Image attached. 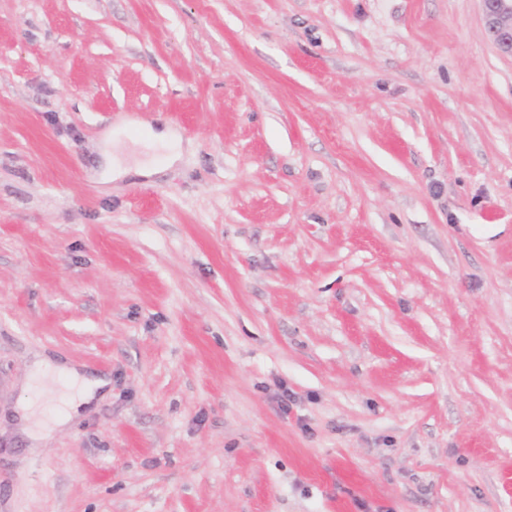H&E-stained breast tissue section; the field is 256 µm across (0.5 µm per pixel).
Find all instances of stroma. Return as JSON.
Instances as JSON below:
<instances>
[{"instance_id": "1", "label": "stroma", "mask_w": 512, "mask_h": 512, "mask_svg": "<svg viewBox=\"0 0 512 512\" xmlns=\"http://www.w3.org/2000/svg\"><path fill=\"white\" fill-rule=\"evenodd\" d=\"M38 356L109 384L35 444ZM0 512H512L479 0H0Z\"/></svg>"}]
</instances>
